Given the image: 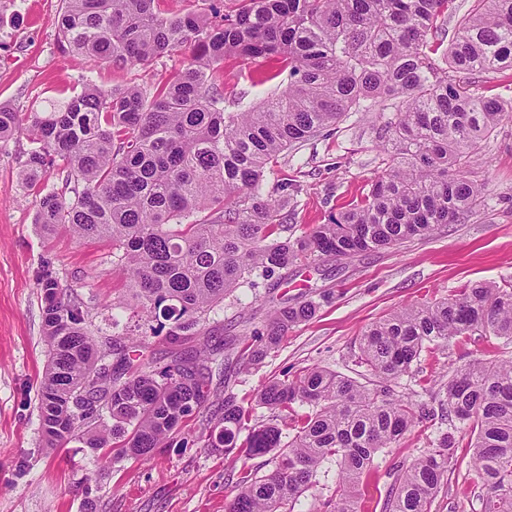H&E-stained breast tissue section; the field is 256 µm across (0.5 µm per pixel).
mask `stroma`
I'll return each instance as SVG.
<instances>
[{
	"mask_svg": "<svg viewBox=\"0 0 512 512\" xmlns=\"http://www.w3.org/2000/svg\"><path fill=\"white\" fill-rule=\"evenodd\" d=\"M60 12L61 0H0V102L17 112L50 110L88 82L108 90L146 87L183 61L178 52L118 69L79 58L60 35ZM256 71V65L226 61L214 76L225 102L241 97L257 103L270 96L275 81H260ZM379 126L375 113L352 112L331 136L281 156L267 172L265 188L276 189L296 175L298 186L287 190L289 225L300 230L327 223L331 211L366 192L368 180L382 170ZM29 149L23 135L0 143V512H90V500L96 504L91 512H224L241 465L196 443L198 420L184 424L183 443L157 449L146 461L126 457L104 463L76 440L47 447L39 417L47 364L44 300L36 283L42 261L50 260L62 287L84 303L95 335H112L116 321L138 335L149 334L151 324L116 307V300L129 299L130 292L112 265L110 245L80 241L62 230L47 236L35 224L34 197L19 179ZM476 172L488 185L484 206L438 234L350 260H302L287 281L257 292L243 287L227 296L213 318L222 323L224 340L235 352L245 334L264 327L273 307L332 295L311 319L290 328L278 352L262 365L229 374L238 398L252 401L269 379L313 366L357 376L351 354L372 322L406 305L447 297L474 281L512 276V120L489 138ZM510 357L512 342L453 345L422 354L394 389L421 401V380H447L476 358ZM441 433L419 424L379 453L361 512H382L394 467L410 464ZM471 457L466 446L455 449L433 512H480V490L468 476Z\"/></svg>",
	"mask_w": 512,
	"mask_h": 512,
	"instance_id": "35a3bbf8",
	"label": "stroma"
}]
</instances>
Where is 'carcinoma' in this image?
I'll use <instances>...</instances> for the list:
<instances>
[{
  "instance_id": "cac0c4a2",
  "label": "carcinoma",
  "mask_w": 512,
  "mask_h": 512,
  "mask_svg": "<svg viewBox=\"0 0 512 512\" xmlns=\"http://www.w3.org/2000/svg\"><path fill=\"white\" fill-rule=\"evenodd\" d=\"M62 2L59 30L78 56L127 66L189 55L149 89L89 84L26 118L0 104V142L24 134L31 143L20 178L35 194L42 232L63 227L110 244L124 287L141 316L160 319L156 334L169 345L161 366L145 338L114 334L99 346L83 304L43 262L47 444L78 439L103 458L115 451L147 460L200 418L201 447L245 461L272 455L267 471L265 462L243 466L226 512H294L327 461L341 485L310 512H359L358 488L379 452L417 423L458 422L470 436L481 512H512V360L470 361L430 390L429 402L392 388L424 352L474 336L512 340L511 282H475L373 322L352 353L365 382L312 367L269 380L247 405L229 391L214 404L226 344L207 328L227 295L285 280L303 257L347 259L427 238L483 205L486 184L470 168L505 112L481 78L512 70V0H473L447 42L455 0H233L228 11L201 0L204 7L170 16L161 0ZM230 58L273 60L278 70L267 79L285 73L287 83L229 111L213 75ZM359 111L382 119L386 168L328 223L286 235L288 196L265 192L268 165ZM50 168L58 175L51 186ZM318 307L306 300L276 309L244 340L243 368L261 365ZM297 404L309 411L298 414ZM255 405L291 418L288 441L273 423L251 424ZM459 443L445 432L394 472L383 512H432Z\"/></svg>"
}]
</instances>
